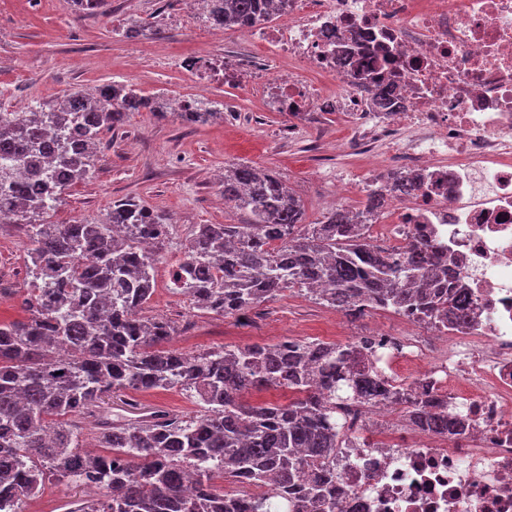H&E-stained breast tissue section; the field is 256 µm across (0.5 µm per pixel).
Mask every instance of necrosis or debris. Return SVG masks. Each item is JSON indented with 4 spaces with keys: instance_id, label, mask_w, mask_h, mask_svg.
Instances as JSON below:
<instances>
[{
    "instance_id": "obj_1",
    "label": "necrosis or debris",
    "mask_w": 512,
    "mask_h": 512,
    "mask_svg": "<svg viewBox=\"0 0 512 512\" xmlns=\"http://www.w3.org/2000/svg\"><path fill=\"white\" fill-rule=\"evenodd\" d=\"M274 21L239 28L288 60L269 82L279 111L344 113L368 163L365 183L418 175L391 192L386 228L402 256L424 230L439 276L462 284L465 332L369 336L385 375L430 387L470 434L436 437L400 420L365 439L380 403L341 410V512H512V0H272ZM316 70L320 82L300 78ZM395 82L393 111L366 92Z\"/></svg>"
}]
</instances>
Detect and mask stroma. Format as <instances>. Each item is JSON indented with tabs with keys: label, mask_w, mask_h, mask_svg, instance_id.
<instances>
[{
	"label": "stroma",
	"mask_w": 512,
	"mask_h": 512,
	"mask_svg": "<svg viewBox=\"0 0 512 512\" xmlns=\"http://www.w3.org/2000/svg\"><path fill=\"white\" fill-rule=\"evenodd\" d=\"M139 21L151 26L148 38L124 31ZM224 56L247 71L275 75L282 64L234 31L215 36L199 14L178 0H107L105 13L70 11L64 0H0V112H19L63 95L94 92L119 82L162 102L205 96L223 110L222 118L191 126L151 112L130 115L119 131L102 136L95 170L70 187L51 219L58 224L99 221L113 201L124 197L166 214L171 246L161 251L156 287L147 315L178 327L169 348L198 354L212 348L273 344L285 338L344 343L379 328H402L399 314L373 310L359 318L319 303L306 292L288 289L279 299L252 309L247 317L224 318L193 310L187 296L168 286V258L177 256L198 224H240L245 214L224 203V170L251 164L277 172L315 223L328 201L344 191L351 206L365 201V160L344 148L350 136L340 114L315 115L312 122L271 110L259 85L198 84L182 66L188 57ZM28 237L15 224H0V322L25 319ZM134 399L167 415L199 414L200 405L179 389L137 391Z\"/></svg>",
	"instance_id": "obj_1"
}]
</instances>
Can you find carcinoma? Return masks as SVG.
Wrapping results in <instances>:
<instances>
[{"label":"carcinoma","instance_id":"cac0c4a2","mask_svg":"<svg viewBox=\"0 0 512 512\" xmlns=\"http://www.w3.org/2000/svg\"><path fill=\"white\" fill-rule=\"evenodd\" d=\"M265 0H213L214 23L231 29L265 16ZM68 9L99 14L106 0H65ZM394 106L391 87L373 91ZM133 112L160 110L152 98L114 82L95 96L80 91L0 112V152L42 173L41 192L17 184L14 215L27 228L30 317L0 323V512H25L46 481L92 485L96 499L70 512H336V451L345 442L337 403L384 401L432 435L449 438L463 426L427 391L395 386L368 359L363 342L284 339L188 354L161 345L177 332L146 316L169 218L133 199L112 203L105 221L53 224L65 190L85 180L101 135ZM205 125L214 113L200 101L181 112ZM224 202L244 213L241 224H199L186 238L192 260L179 292L192 308L241 317L300 288L351 317L369 309L409 314L422 323L463 329L470 324L465 287L433 279L437 250L421 238L404 256L374 247L371 217L387 205L367 194L354 215L330 210L304 222L301 201L271 171L238 164L224 174ZM179 388L202 406L192 418H111L112 395ZM285 389L286 403L247 400L253 391ZM93 419L98 454L84 450ZM271 495L228 493L214 476Z\"/></svg>","mask_w":512,"mask_h":512}]
</instances>
